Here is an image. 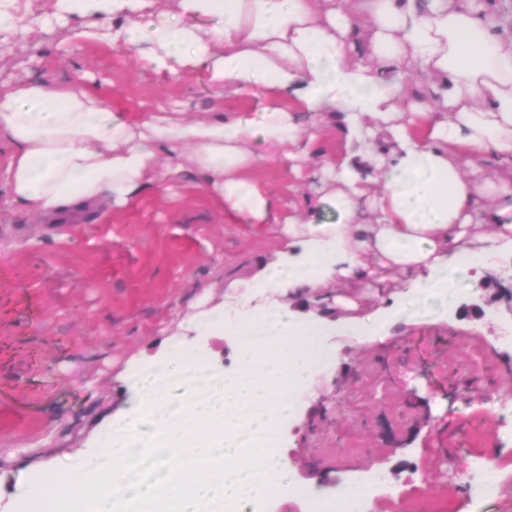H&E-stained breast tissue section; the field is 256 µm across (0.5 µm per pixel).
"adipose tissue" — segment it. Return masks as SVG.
<instances>
[{"label": "adipose tissue", "mask_w": 512, "mask_h": 512, "mask_svg": "<svg viewBox=\"0 0 512 512\" xmlns=\"http://www.w3.org/2000/svg\"><path fill=\"white\" fill-rule=\"evenodd\" d=\"M145 0H58L55 25L72 15L113 16L111 42L145 49L149 70L174 76L206 66L216 102L263 88L250 116L149 112L132 120L69 82H0V166L6 201L42 224H81L155 183L197 186L230 224H269L276 198L248 175L260 159L318 166L336 219L290 217L275 260L259 262L236 303L239 377L215 380L199 401L159 385L195 362L169 347L134 364L123 426L142 448L102 445L93 466H56L31 493L64 512H209L247 505L241 469L287 468L285 452L243 445L236 412L256 431L294 415L297 387L322 359L316 337L355 344L385 336L392 318L448 310L453 272L480 287L489 257L512 253V34L487 0H178L173 15H144ZM212 18L201 27L200 18ZM314 118L302 129L296 113ZM387 139L377 141L378 131ZM497 168L480 180L482 165ZM405 278L384 318H358L345 280L379 288ZM333 300L336 315L290 310L280 296ZM268 345V386L249 383L250 351ZM159 461L138 476L141 454Z\"/></svg>", "instance_id": "obj_1"}]
</instances>
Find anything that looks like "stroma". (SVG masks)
Instances as JSON below:
<instances>
[{
  "mask_svg": "<svg viewBox=\"0 0 512 512\" xmlns=\"http://www.w3.org/2000/svg\"><path fill=\"white\" fill-rule=\"evenodd\" d=\"M55 0H19L29 34L0 43V79L83 85L129 115L213 108L207 68L175 77L145 68L134 48L81 36L82 19L45 27ZM254 176L275 191L280 217L322 197L317 167L276 165ZM280 225L228 224L197 192L162 184L107 218L36 226L0 204V512H39L26 490L29 458L90 456L87 440L127 400L128 361L154 351L201 300L233 296L256 258L273 259ZM512 256L495 258L482 287L455 309L402 322L372 345L324 343L335 359L301 388L286 479L323 499L340 483L378 478L391 497L368 512H512ZM493 458L495 495L473 504L462 484L474 459Z\"/></svg>",
  "mask_w": 512,
  "mask_h": 512,
  "instance_id": "obj_1",
  "label": "stroma"
}]
</instances>
